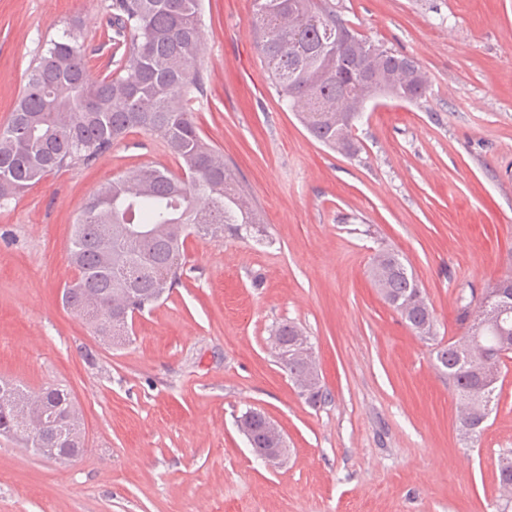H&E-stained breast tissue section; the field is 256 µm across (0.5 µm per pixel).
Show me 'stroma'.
I'll return each mask as SVG.
<instances>
[{
	"label": "stroma",
	"instance_id": "1",
	"mask_svg": "<svg viewBox=\"0 0 512 512\" xmlns=\"http://www.w3.org/2000/svg\"><path fill=\"white\" fill-rule=\"evenodd\" d=\"M111 0H0V127L33 60L67 27L93 78L112 73ZM374 43L410 56L426 98H381L355 157L315 141L254 47L253 0H203L200 134L258 208L265 233L190 236L181 279L102 344L61 302L73 221L101 184L141 165L178 172L161 138L131 131L87 166L46 175L0 208V376L58 386L88 448L67 464L0 436V512H497L512 450V359L478 441L435 359L462 304L512 275V0H339ZM399 251L436 340L384 302L373 255ZM307 332L328 391L310 406L270 330ZM253 408L282 431L269 467L239 432Z\"/></svg>",
	"mask_w": 512,
	"mask_h": 512
}]
</instances>
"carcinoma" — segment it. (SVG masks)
Instances as JSON below:
<instances>
[{
  "instance_id": "1",
  "label": "carcinoma",
  "mask_w": 512,
  "mask_h": 512,
  "mask_svg": "<svg viewBox=\"0 0 512 512\" xmlns=\"http://www.w3.org/2000/svg\"><path fill=\"white\" fill-rule=\"evenodd\" d=\"M254 42L272 85L297 113L309 134L334 151L354 155L357 146L350 105L359 98L417 102L427 78L411 57L363 37L336 9L334 0H254ZM107 26L114 44L125 40L116 72L91 76L87 55L72 29L52 39L27 75L11 120L0 128V208L48 173L88 165L132 130L161 137L178 162L174 175L142 165L101 185L83 204L69 250L75 278L65 283L62 303L81 308L93 335H129V319L160 302L183 273L185 226L196 235L224 237V225L247 235L262 219L237 183L224 155L206 142L194 121L196 70L204 55L202 0H112ZM371 279L383 300L421 338L434 340L433 312L413 272L391 250L373 257ZM512 293V276L488 288L477 318L458 340L437 343L436 361L448 375L464 412V439L476 440L496 401L505 359L512 354V307L490 311L500 292ZM272 348L296 387L315 406L325 397L316 360L300 353L309 340L292 322L275 325ZM497 355L491 368L487 355ZM33 392L21 384L12 405L0 411V434L24 448L58 443L74 402L63 390ZM499 486L512 490V451L499 457Z\"/></svg>"
}]
</instances>
